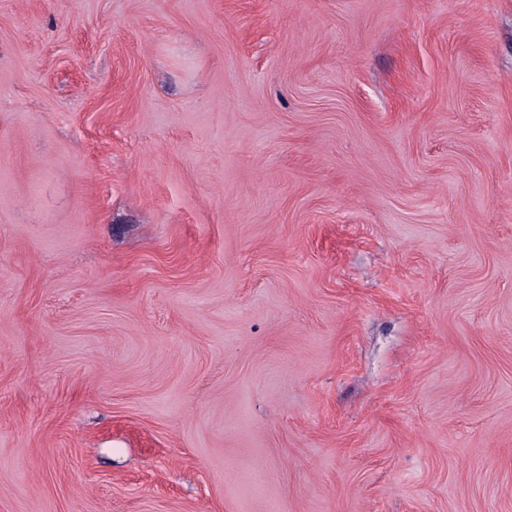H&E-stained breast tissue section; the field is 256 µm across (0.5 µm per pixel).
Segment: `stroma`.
<instances>
[{"instance_id":"stroma-1","label":"stroma","mask_w":512,"mask_h":512,"mask_svg":"<svg viewBox=\"0 0 512 512\" xmlns=\"http://www.w3.org/2000/svg\"><path fill=\"white\" fill-rule=\"evenodd\" d=\"M0 512H512V0H0Z\"/></svg>"}]
</instances>
